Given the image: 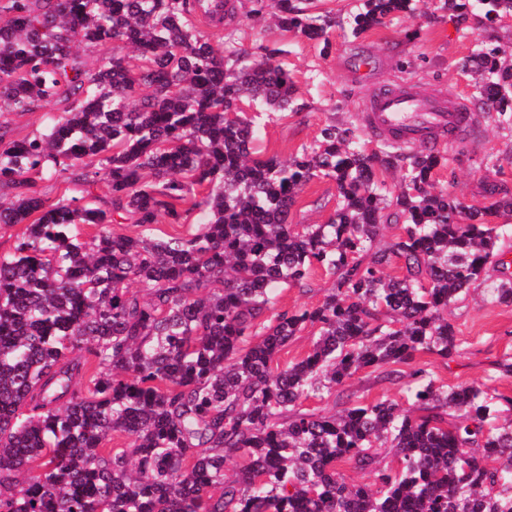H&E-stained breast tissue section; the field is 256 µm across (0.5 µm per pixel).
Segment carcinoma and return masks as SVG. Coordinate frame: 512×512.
<instances>
[{
    "label": "carcinoma",
    "instance_id": "1",
    "mask_svg": "<svg viewBox=\"0 0 512 512\" xmlns=\"http://www.w3.org/2000/svg\"><path fill=\"white\" fill-rule=\"evenodd\" d=\"M461 1L462 24L473 8L512 16V0L448 9ZM200 2L0 0V112L68 102L45 132L0 138V184L14 190L0 224L25 225L0 257V512H512V398L500 408L478 389L436 384L420 364L396 369L454 353L444 313L470 291L512 304V278L490 275L508 269L499 228L435 188L432 151L370 155L328 124L286 164L251 158L257 129L231 112L244 97L285 110L296 88L266 58L227 66L224 43L189 24ZM301 3L276 0L278 23L324 38L332 19ZM362 5L355 34L414 11L413 0ZM80 43H110L112 55L88 73ZM504 54L484 46L462 64L498 112L512 109ZM140 87L149 93L135 101ZM378 166L405 170L391 200L376 192ZM43 171L88 193L105 185L101 205L47 202L31 177ZM319 175L336 182L340 205L299 229L291 209ZM391 205L404 224L376 248ZM201 207L186 235L112 231L185 224ZM80 224L97 231L84 239ZM395 261L400 276L386 273ZM316 264L331 293L264 324L277 289L308 285ZM308 325L319 329L312 351L272 373ZM366 368L408 378L419 415L390 399L298 409ZM449 408L461 415L448 428ZM117 431L129 446L104 450ZM386 443L394 469L376 465ZM228 456L244 460L231 481ZM36 463L43 472L20 482ZM342 463L372 482L347 483Z\"/></svg>",
    "mask_w": 512,
    "mask_h": 512
}]
</instances>
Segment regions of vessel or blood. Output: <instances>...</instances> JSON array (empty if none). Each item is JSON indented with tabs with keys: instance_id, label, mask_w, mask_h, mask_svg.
Wrapping results in <instances>:
<instances>
[{
	"instance_id": "vessel-or-blood-1",
	"label": "vessel or blood",
	"mask_w": 512,
	"mask_h": 512,
	"mask_svg": "<svg viewBox=\"0 0 512 512\" xmlns=\"http://www.w3.org/2000/svg\"><path fill=\"white\" fill-rule=\"evenodd\" d=\"M361 121L375 140L410 149L453 143L478 128L464 97L408 85L372 94L361 110Z\"/></svg>"
}]
</instances>
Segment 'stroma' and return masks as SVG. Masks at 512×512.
Here are the masks:
<instances>
[{
  "instance_id": "obj_1",
  "label": "stroma",
  "mask_w": 512,
  "mask_h": 512,
  "mask_svg": "<svg viewBox=\"0 0 512 512\" xmlns=\"http://www.w3.org/2000/svg\"><path fill=\"white\" fill-rule=\"evenodd\" d=\"M359 0H312V13L327 14L335 24L326 37L329 48L283 30L270 15L272 0H232V13L223 23H207L194 18L199 31L226 50L241 49L254 56L271 55L274 64L288 70L297 87L298 111L268 113L257 101L239 102V114L254 118L259 139L253 155L285 162L313 146L320 128L333 123L355 132V142L366 153L382 156L389 149L373 142L359 129L358 101L369 88L410 83L435 93H458L475 101L477 92L471 76L462 70L463 60L480 44H495L512 52V16L494 20L478 15L470 23H460L443 7V0H417L413 13L387 19L384 24L352 35L348 19ZM367 58L372 68L358 77L357 65ZM62 105L36 112L12 113L0 120L6 140H20L44 131ZM479 132L461 139L459 145L441 148L444 158L436 169L434 184L453 192L470 208L486 211L491 224L512 225L490 213L499 194H512V112L481 110ZM340 197L334 180L317 177L301 192L292 209L296 224H322L336 211ZM333 280L322 270H314L308 286L280 289L274 312L294 310L322 302ZM459 346L450 359L425 356L428 370L438 383L466 385L480 390H497L512 396V377L500 375L498 361L512 358V305H488L481 292H471L448 309ZM352 400L368 403L387 397L409 409L403 383L380 380L372 369L355 374L344 386Z\"/></svg>"
}]
</instances>
